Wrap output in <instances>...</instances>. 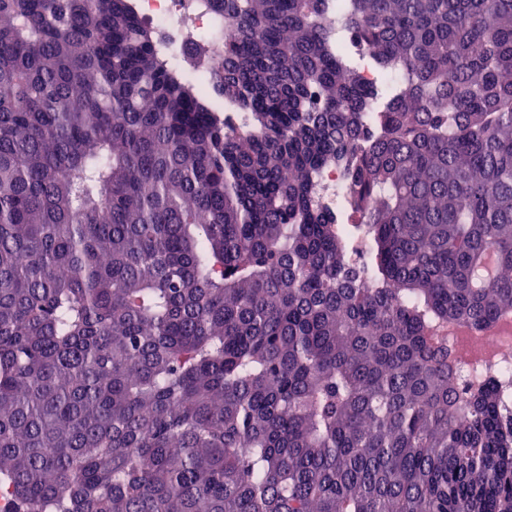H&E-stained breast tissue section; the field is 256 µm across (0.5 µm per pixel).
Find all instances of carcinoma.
<instances>
[{
  "mask_svg": "<svg viewBox=\"0 0 512 512\" xmlns=\"http://www.w3.org/2000/svg\"><path fill=\"white\" fill-rule=\"evenodd\" d=\"M213 2L0 0V512H512V0ZM209 1H135L138 15L158 33L159 48L168 65L195 78L208 79L224 69V18L212 10ZM188 41L209 42L214 50L193 65L180 51ZM455 342L452 356L465 360L471 383H479L489 370L512 378V313L499 317L489 329L468 326Z\"/></svg>",
  "mask_w": 512,
  "mask_h": 512,
  "instance_id": "cac0c4a2",
  "label": "carcinoma"
}]
</instances>
